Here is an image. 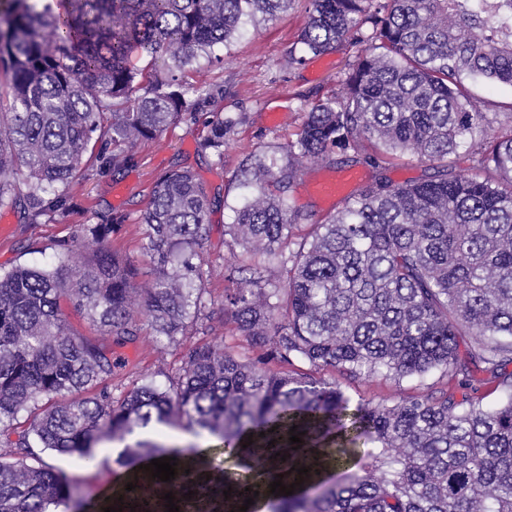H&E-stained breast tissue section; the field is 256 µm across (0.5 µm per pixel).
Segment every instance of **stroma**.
<instances>
[{"label": "stroma", "instance_id": "stroma-1", "mask_svg": "<svg viewBox=\"0 0 512 512\" xmlns=\"http://www.w3.org/2000/svg\"><path fill=\"white\" fill-rule=\"evenodd\" d=\"M309 9V0H292L288 9L274 19L248 23L223 62L202 63L194 74L197 84L212 91L211 98L201 102L196 120L170 126L155 139L134 147L131 161L120 173L100 163L90 168L73 186L65 213L44 218L39 224H27L17 210L0 209V268L39 262L53 253L59 241L71 238L75 225L108 218L120 226L112 237V246L142 268L139 287H150L149 258L142 250L145 226L140 218L149 204L154 179L165 171L187 168L202 182L212 202L203 257L211 270L207 282L211 296L221 298L228 286L224 269L234 263L238 253L237 246L226 242L224 227L232 223L245 195L240 185L243 161L250 155H272L279 164H287L286 146L295 140L305 112L315 101L340 92V79L356 60L355 47L346 43L336 50L308 56L303 64H289L288 52L306 25ZM470 91L486 112L492 133L501 134L512 125L511 88L474 84ZM218 109L244 116L220 161L198 149L199 140L207 132L205 123ZM331 172L330 166L320 162L305 164L289 192L293 205L317 220L336 213L343 205L342 199L326 203L314 193L317 182ZM196 342L191 336L173 345L145 331L135 343L123 347L132 370L113 381V393H121L141 378H157L159 364L179 365L182 355ZM336 382L352 402L374 405L431 394L447 386L446 377L437 372L422 380L399 382L382 376L340 375ZM116 456L112 447L102 448L98 465L83 470L63 457H53L52 462L103 491L117 469Z\"/></svg>", "mask_w": 512, "mask_h": 512}]
</instances>
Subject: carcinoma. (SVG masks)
<instances>
[{
  "instance_id": "cac0c4a2",
  "label": "carcinoma",
  "mask_w": 512,
  "mask_h": 512,
  "mask_svg": "<svg viewBox=\"0 0 512 512\" xmlns=\"http://www.w3.org/2000/svg\"><path fill=\"white\" fill-rule=\"evenodd\" d=\"M288 2L0 0V88L11 97L0 113V208L37 224L92 162L122 170L135 145L195 116L200 60ZM311 3L289 62L348 38L356 61L341 95L305 113L287 165H246L250 193L224 225L241 249L226 278L241 287L224 295L220 316L207 310L202 256L210 201L189 170L155 180L142 218L152 287L137 288L139 268L108 249L118 224H78L50 262L0 268V512L89 506L79 480L44 453L89 467L106 441L124 444L115 463L135 479L124 495L141 503L149 490L171 492L179 512H223L216 485L231 480L179 469L162 482L139 469L200 455L160 438L126 442L153 424L218 439L226 457L251 461L261 489L277 474L298 479L275 453L321 450L302 463L303 489L264 498L266 512H512V131L489 136L465 86L512 87V0ZM134 53L150 66L133 65ZM241 122L213 113L198 149L224 162ZM338 153L380 169L409 155L432 173L405 185L380 174L309 224L284 193L305 162ZM463 153L475 156L467 173L457 170ZM69 307L88 332L71 326ZM143 317L170 344L219 325L260 354L201 342L165 383L134 382L116 397L109 381L128 360L115 347L140 335ZM297 361L309 370H293ZM471 364L501 401L485 404L461 381L438 397L353 407L321 377L454 380Z\"/></svg>"
}]
</instances>
